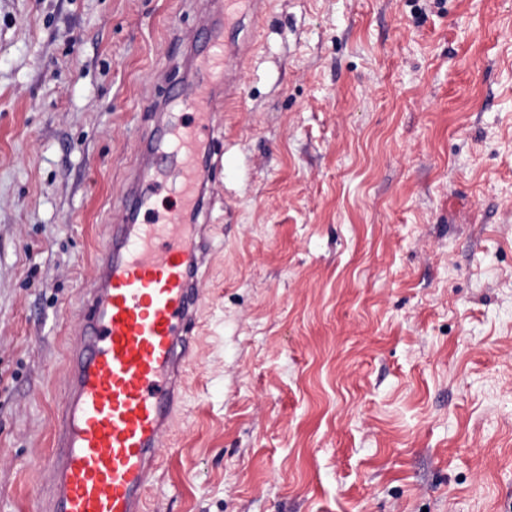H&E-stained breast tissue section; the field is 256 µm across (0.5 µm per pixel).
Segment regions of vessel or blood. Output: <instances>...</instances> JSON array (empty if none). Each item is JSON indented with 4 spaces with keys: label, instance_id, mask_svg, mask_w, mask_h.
Returning a JSON list of instances; mask_svg holds the SVG:
<instances>
[{
    "label": "vessel or blood",
    "instance_id": "vessel-or-blood-1",
    "mask_svg": "<svg viewBox=\"0 0 512 512\" xmlns=\"http://www.w3.org/2000/svg\"><path fill=\"white\" fill-rule=\"evenodd\" d=\"M270 0H218L160 119L137 144L141 168L126 199L134 215L113 225L79 311L55 417L43 512H146L158 453L179 412L210 254L203 202L224 170L221 116L241 91L228 74L252 54L243 26L260 29ZM173 192L159 214L153 200Z\"/></svg>",
    "mask_w": 512,
    "mask_h": 512
}]
</instances>
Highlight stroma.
Returning <instances> with one entry per match:
<instances>
[{"label": "stroma", "mask_w": 512, "mask_h": 512, "mask_svg": "<svg viewBox=\"0 0 512 512\" xmlns=\"http://www.w3.org/2000/svg\"><path fill=\"white\" fill-rule=\"evenodd\" d=\"M211 0H0V512ZM147 512H512V0H272Z\"/></svg>", "instance_id": "stroma-1"}]
</instances>
